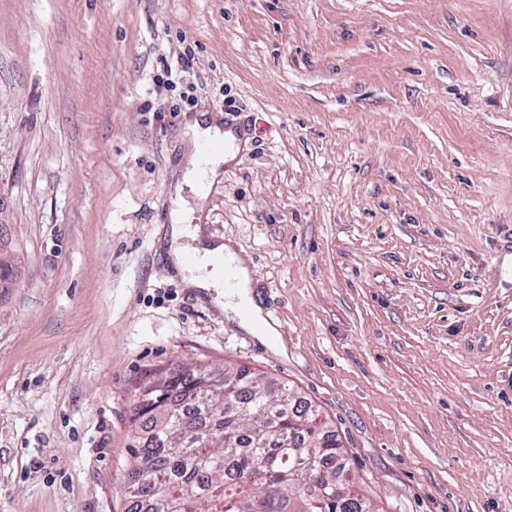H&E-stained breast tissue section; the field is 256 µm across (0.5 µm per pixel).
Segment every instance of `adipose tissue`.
Masks as SVG:
<instances>
[{"label":"adipose tissue","mask_w":512,"mask_h":512,"mask_svg":"<svg viewBox=\"0 0 512 512\" xmlns=\"http://www.w3.org/2000/svg\"><path fill=\"white\" fill-rule=\"evenodd\" d=\"M237 156L236 150H228L220 159L206 161L193 158L189 167L181 170L175 181V190L183 186L193 185L197 190H205L219 180L221 165L231 163ZM192 237L200 241L201 246L195 251L194 265H186L183 259V248L180 241L183 237ZM168 255L174 266L180 269L186 287L198 290H209L223 279L225 273H232L234 282L228 293L227 307L239 315L238 324L247 332L272 339L277 334L275 325L266 319L263 309L253 291L252 272L246 256L239 253L232 244H218L205 241L204 230L201 226L183 224L180 211L171 214V226L167 233ZM223 255V266H216L213 258Z\"/></svg>","instance_id":"obj_1"}]
</instances>
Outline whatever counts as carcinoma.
<instances>
[{"label": "carcinoma", "instance_id": "obj_1", "mask_svg": "<svg viewBox=\"0 0 512 512\" xmlns=\"http://www.w3.org/2000/svg\"><path fill=\"white\" fill-rule=\"evenodd\" d=\"M246 404L224 412V393ZM135 420L147 433L124 473L142 512H379L336 491L340 443L308 408L248 368L167 372Z\"/></svg>", "mask_w": 512, "mask_h": 512}]
</instances>
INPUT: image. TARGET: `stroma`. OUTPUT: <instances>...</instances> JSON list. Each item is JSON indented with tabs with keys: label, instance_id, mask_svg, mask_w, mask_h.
Returning <instances> with one entry per match:
<instances>
[{
	"label": "stroma",
	"instance_id": "1",
	"mask_svg": "<svg viewBox=\"0 0 512 512\" xmlns=\"http://www.w3.org/2000/svg\"><path fill=\"white\" fill-rule=\"evenodd\" d=\"M200 112L245 139L202 202ZM177 204L275 341L184 286ZM0 252V512H126L136 407L202 366L294 391L380 512H512V0H0Z\"/></svg>",
	"mask_w": 512,
	"mask_h": 512
}]
</instances>
